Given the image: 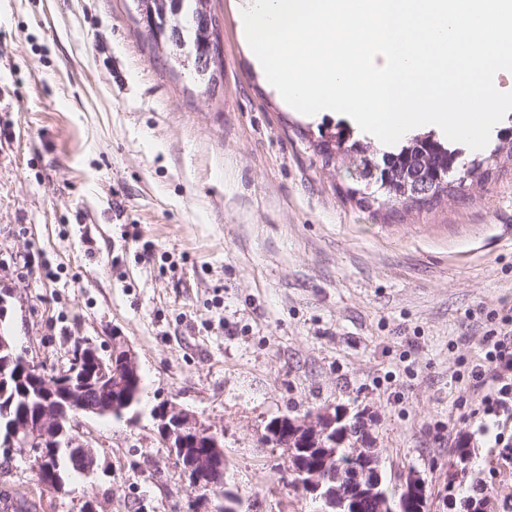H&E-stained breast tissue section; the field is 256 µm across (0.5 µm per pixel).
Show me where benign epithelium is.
<instances>
[{
  "mask_svg": "<svg viewBox=\"0 0 512 512\" xmlns=\"http://www.w3.org/2000/svg\"><path fill=\"white\" fill-rule=\"evenodd\" d=\"M223 46H209L190 56L196 72L208 75L220 66ZM0 380L28 377L26 397L31 403L17 415L3 410L0 445L28 460L52 469L58 451L80 473L90 475L97 465L96 453L80 431L81 416L124 417L135 403L130 388L139 376L137 355L119 332L112 333L108 353L103 355L90 340L78 341L66 365L56 369L39 362L27 349L0 336ZM158 435L175 462H185L183 476L196 494L191 512H222L224 501L212 495L218 487L232 492L224 480V435L212 425L174 403L154 412ZM358 432L356 455L349 464L339 457L342 440ZM262 440L282 449L290 471L299 475L300 491L317 503V512H359L371 501L377 512H395L382 492L381 456L369 437V425L356 426L345 408L329 406L304 418L280 416L265 426ZM425 481L416 474L406 478L398 506L424 512Z\"/></svg>",
  "mask_w": 512,
  "mask_h": 512,
  "instance_id": "benign-epithelium-1",
  "label": "benign epithelium"
}]
</instances>
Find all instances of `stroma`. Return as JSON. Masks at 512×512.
Returning a JSON list of instances; mask_svg holds the SVG:
<instances>
[{"mask_svg":"<svg viewBox=\"0 0 512 512\" xmlns=\"http://www.w3.org/2000/svg\"><path fill=\"white\" fill-rule=\"evenodd\" d=\"M224 76L206 91L154 45L134 0H0V284L9 331L48 367L75 338L139 359L135 421L87 417L93 474L65 493L0 447V500L30 512H188L155 408L176 403L224 432L246 512H310L265 425L327 405L367 412L400 495L409 471L431 512L469 490L460 440L490 512H512V417L481 430L467 363L512 307V111L474 173L424 205L360 201L316 150L343 123L305 118L259 81L233 0H210ZM137 225L131 235L129 225Z\"/></svg>","mask_w":512,"mask_h":512,"instance_id":"stroma-1","label":"stroma"}]
</instances>
